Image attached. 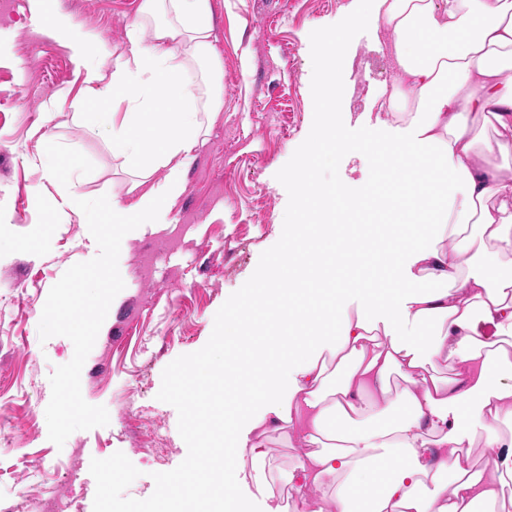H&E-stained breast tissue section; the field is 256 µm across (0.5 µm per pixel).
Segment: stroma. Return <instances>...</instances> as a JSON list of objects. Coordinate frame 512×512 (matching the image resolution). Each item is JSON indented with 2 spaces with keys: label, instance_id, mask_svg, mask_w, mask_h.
Returning a JSON list of instances; mask_svg holds the SVG:
<instances>
[{
  "label": "stroma",
  "instance_id": "35a3bbf8",
  "mask_svg": "<svg viewBox=\"0 0 512 512\" xmlns=\"http://www.w3.org/2000/svg\"><path fill=\"white\" fill-rule=\"evenodd\" d=\"M142 0H51L106 50L120 53ZM212 40L224 62V108L204 124L186 166V189L162 224L128 227L113 252L96 224L53 210L54 188L26 156L45 147L60 167L78 163L81 192L128 204L134 179L111 136L85 135L67 48L39 30L28 0H0V512L33 495L59 512H93L92 459L123 452L140 475L129 498L154 491L152 473L187 455L175 408L157 400L164 368L201 349L214 317L280 238L288 203L277 172L313 121L310 34L352 12L353 0H212ZM382 30L351 28L336 114L344 138L371 134L358 115L391 87ZM369 154L313 162L316 183L359 194ZM64 310L49 311L51 296ZM245 457L234 495L244 512H266L268 494L288 512H311L288 475L306 451L278 434ZM264 470L270 491L259 489Z\"/></svg>",
  "mask_w": 512,
  "mask_h": 512
}]
</instances>
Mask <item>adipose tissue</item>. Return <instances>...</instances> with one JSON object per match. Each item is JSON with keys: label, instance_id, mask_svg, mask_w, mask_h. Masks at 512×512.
Listing matches in <instances>:
<instances>
[{"label": "adipose tissue", "instance_id": "adipose-tissue-1", "mask_svg": "<svg viewBox=\"0 0 512 512\" xmlns=\"http://www.w3.org/2000/svg\"><path fill=\"white\" fill-rule=\"evenodd\" d=\"M356 2L353 22L389 35L398 124L367 145L375 174L358 196L313 182L310 162L326 145L359 150L338 135L334 117L349 29L321 33V123L294 175L297 222L323 205L335 221L317 225L315 248L286 251L249 304L228 305L230 346L250 318L273 314L300 327L289 350L253 354L262 387L237 394L225 417L235 443L208 482L222 486L223 512H238L236 465L256 438L277 433L308 448L288 482L321 492L315 512H512V0ZM30 3L66 41L81 82L74 107H104L86 133L111 134L113 152L149 185L133 205L92 204L75 169L37 156L57 186L53 208L83 224L94 211L111 214L110 242L120 251L123 225L161 223L164 205L183 194L200 117L223 105L212 2L142 0L115 56L47 0ZM203 64L210 76L202 85ZM120 100L127 113L117 112ZM161 167L164 178L152 181ZM328 265L349 271L347 283L308 287L309 272ZM481 323L491 335H480ZM395 374L408 383L397 417L389 414ZM477 444L492 453V471L468 466Z\"/></svg>", "mask_w": 512, "mask_h": 512}]
</instances>
